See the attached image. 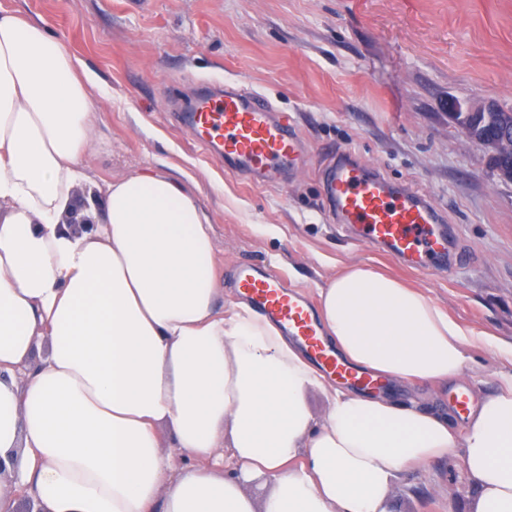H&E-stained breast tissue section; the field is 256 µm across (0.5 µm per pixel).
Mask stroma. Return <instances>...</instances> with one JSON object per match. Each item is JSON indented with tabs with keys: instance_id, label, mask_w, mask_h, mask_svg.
Returning <instances> with one entry per match:
<instances>
[{
	"instance_id": "obj_1",
	"label": "stroma",
	"mask_w": 512,
	"mask_h": 512,
	"mask_svg": "<svg viewBox=\"0 0 512 512\" xmlns=\"http://www.w3.org/2000/svg\"><path fill=\"white\" fill-rule=\"evenodd\" d=\"M45 20L103 96L96 182L189 172L209 220L219 304L239 299L242 265L282 274L315 304L318 287L361 260L420 288L460 323L512 341V183L459 132L449 100L512 109V0H0ZM238 85L286 114L300 140L267 183L201 145L184 124L204 89ZM366 162L393 188L425 195L449 232L452 261L429 271L357 240L336 215L326 177L340 158ZM470 380L390 395L447 409ZM457 464L404 473L392 512H464Z\"/></svg>"
}]
</instances>
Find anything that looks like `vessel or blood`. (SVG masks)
<instances>
[{"label":"vessel or blood","mask_w":512,"mask_h":512,"mask_svg":"<svg viewBox=\"0 0 512 512\" xmlns=\"http://www.w3.org/2000/svg\"><path fill=\"white\" fill-rule=\"evenodd\" d=\"M184 120L199 139L221 142L225 158L238 160L265 181L298 151L287 117L272 119L258 98L230 85L218 94L201 97ZM327 190L340 220L357 225L363 244L387 245L422 270L447 256L448 241L435 230L436 209L416 193L390 191L370 174L368 166L337 163ZM237 284L245 296L300 339L330 374L352 379L351 369L325 347L316 321L282 275L245 265L237 270Z\"/></svg>","instance_id":"1"}]
</instances>
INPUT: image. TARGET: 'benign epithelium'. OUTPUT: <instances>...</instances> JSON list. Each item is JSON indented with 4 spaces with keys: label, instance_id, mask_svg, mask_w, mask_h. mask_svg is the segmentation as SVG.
I'll return each mask as SVG.
<instances>
[{
    "label": "benign epithelium",
    "instance_id": "7a95c632",
    "mask_svg": "<svg viewBox=\"0 0 512 512\" xmlns=\"http://www.w3.org/2000/svg\"><path fill=\"white\" fill-rule=\"evenodd\" d=\"M451 108L462 135L488 150L499 177L512 182V109L492 101H456Z\"/></svg>",
    "mask_w": 512,
    "mask_h": 512
}]
</instances>
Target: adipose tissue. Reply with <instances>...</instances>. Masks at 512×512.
Segmentation results:
<instances>
[{"label":"adipose tissue","mask_w":512,"mask_h":512,"mask_svg":"<svg viewBox=\"0 0 512 512\" xmlns=\"http://www.w3.org/2000/svg\"><path fill=\"white\" fill-rule=\"evenodd\" d=\"M87 85L46 23L0 7V512L20 488L36 512H389L400 473L444 459L468 512H512V341L361 261L320 288L322 337L358 373L474 380L489 354L493 385L456 422L334 386L250 303L218 310L189 173L104 182L101 226L73 233L101 110ZM163 427L191 464L175 467Z\"/></svg>","instance_id":"1"}]
</instances>
